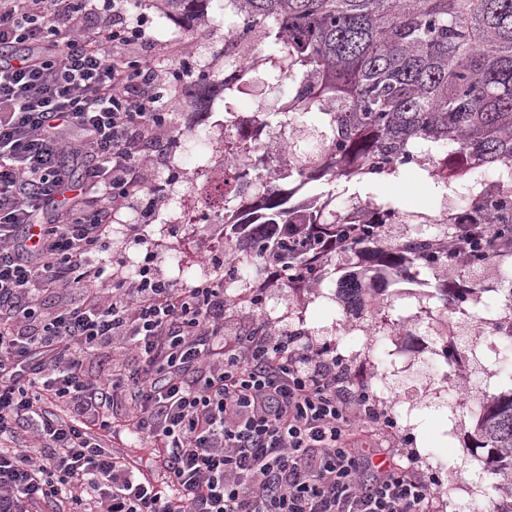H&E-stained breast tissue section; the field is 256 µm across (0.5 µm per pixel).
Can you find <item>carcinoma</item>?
Wrapping results in <instances>:
<instances>
[{"mask_svg":"<svg viewBox=\"0 0 512 512\" xmlns=\"http://www.w3.org/2000/svg\"><path fill=\"white\" fill-rule=\"evenodd\" d=\"M190 29L206 16L210 0H162ZM245 21V30L264 28L267 82L288 78V111L316 120L321 129L315 151H295L282 165L260 156L248 171L224 170L216 184L224 209V244L255 261L256 271L305 274L309 258L325 269L336 252V235L349 252L369 251L370 265L339 280L338 294L358 307L387 291L389 270L401 278L415 267L448 268L453 275L437 295L451 309L478 303L479 289L458 277L482 265L486 256L512 265V0H225ZM224 140L232 151L270 127L280 108L262 105L253 123L236 125L225 111ZM495 168L505 197L495 202L496 219L480 203L485 184L468 188L465 206L441 217L404 212L393 202L356 196L347 208L315 204L286 207L279 181L300 184L322 178L362 180L373 171L397 176L405 170L428 173L448 189L465 175ZM373 214L379 224H445L440 235L409 238L391 246L381 238L359 237L351 225ZM499 224L487 252L471 234L466 260L454 250L459 224ZM507 313L491 325L512 344V268L502 273ZM469 452L481 451L487 471L498 479V512H512V392L487 400L471 435Z\"/></svg>","mask_w":512,"mask_h":512,"instance_id":"obj_1","label":"carcinoma"}]
</instances>
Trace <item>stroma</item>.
<instances>
[{
	"label": "stroma",
	"mask_w": 512,
	"mask_h": 512,
	"mask_svg": "<svg viewBox=\"0 0 512 512\" xmlns=\"http://www.w3.org/2000/svg\"><path fill=\"white\" fill-rule=\"evenodd\" d=\"M148 19L146 57L159 69L176 67L182 48L201 82L223 77L224 35L238 26L225 14L224 0H211L204 21L185 30L180 20L157 5L138 0L130 17ZM193 92L181 93L169 114L170 141L150 147L154 158L151 180L163 189L164 199L150 219L140 211L149 198L141 196L136 208H124L112 219L109 248L102 259L108 272L135 277L146 255H153L158 274L183 288L203 280L224 282V332L244 335L261 321L277 331L303 330L311 344L327 347L340 357L353 385L370 386L377 401L395 420L392 431L364 427L355 434L363 448H394L406 441L421 469L436 474L441 485L432 512H496L501 501L495 481L483 462L468 453L477 414L487 399L512 375V356L488 328L472 326L446 310L432 292L447 278L444 269H428L414 280L389 289L383 303L344 309L336 297L338 266H351L363 257L331 256L324 278L315 284L287 285L283 278L263 275L222 278L208 261L210 252L223 249L219 225L179 223L190 199V178L205 175L211 142L224 133V106L196 111ZM298 189V188H297ZM329 196L333 207H343L352 195L399 198L407 212L437 214L439 196L414 171L404 172L399 184L325 180L299 188L304 199ZM453 339H446V329ZM453 345L455 360L444 348Z\"/></svg>",
	"instance_id": "obj_1"
}]
</instances>
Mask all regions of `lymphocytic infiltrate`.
I'll use <instances>...</instances> for the list:
<instances>
[{
	"label": "lymphocytic infiltrate",
	"instance_id": "lymphocytic-infiltrate-1",
	"mask_svg": "<svg viewBox=\"0 0 512 512\" xmlns=\"http://www.w3.org/2000/svg\"><path fill=\"white\" fill-rule=\"evenodd\" d=\"M108 3L0 0V512H428L439 480L415 454L356 446L395 421L338 357L262 323L224 345L221 282L92 265L113 213L154 193L142 141L167 134L168 86L190 79L131 57L146 22ZM60 291L73 301L44 309ZM111 344L134 367L89 375ZM122 399L135 414L117 426ZM22 429L34 444L10 446ZM118 432L151 439L155 472L112 453Z\"/></svg>",
	"mask_w": 512,
	"mask_h": 512
}]
</instances>
